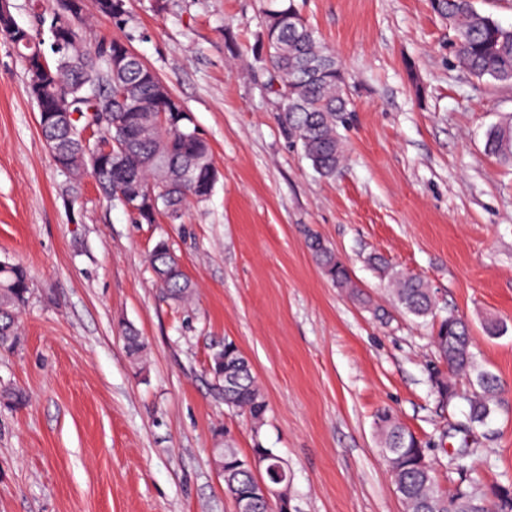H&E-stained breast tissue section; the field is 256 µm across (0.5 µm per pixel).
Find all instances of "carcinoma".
Returning <instances> with one entry per match:
<instances>
[{"mask_svg": "<svg viewBox=\"0 0 512 512\" xmlns=\"http://www.w3.org/2000/svg\"><path fill=\"white\" fill-rule=\"evenodd\" d=\"M66 0H56L51 18L33 13L26 25L8 27L0 19V35L14 41L38 37L45 30L62 29L71 35L77 48L68 50L62 63L54 44L20 45L18 56L28 77V94L38 112L41 134H52L56 144L67 152L71 162L88 163L100 191L112 204L121 203L119 192L131 182L140 184L156 200H147L135 219L154 223L156 216L171 222L180 220L191 204H202L210 197L218 179L209 143L196 131L179 124L169 125L161 114L175 106L173 93L157 73L146 65L122 39H100L92 45L84 38L85 0L68 10ZM125 0H96L97 11L108 18L124 15ZM431 6L453 31L450 49L460 66L478 80L512 84V27H504L475 7V0H431ZM264 40L254 61L278 78L281 87L270 88L277 104V119L285 136L300 146L314 169L333 177L343 160L339 128L345 127L354 112L352 93L344 69L334 53L320 41L316 31L305 23L294 0H270L263 13ZM79 114L72 121L76 134L57 129L49 111L61 89ZM112 110V126L97 132L96 141L83 144L79 137L87 113ZM111 143L112 156L95 152L98 143ZM486 150L512 163V123L493 127L487 134ZM306 246L323 273L338 288L351 292L363 304L369 300L356 289L350 269L314 232L306 235ZM150 264L162 298L181 304L194 293V283L182 268L169 244L161 240L150 254ZM394 298L408 314L425 318L433 313L435 294L415 275L392 274ZM30 279L20 263L0 261V350L20 345L18 313L28 302ZM129 356L138 361L146 350L144 339L126 328L123 332ZM434 346L446 370L432 373L431 385L440 402L459 396L452 379L467 381L469 412L457 431L463 445L448 456V470L464 477L451 491L441 490L424 445L389 410L376 414L381 436V453L387 461L396 493L406 512H512V482L484 488L474 476L473 461L479 439L472 429L488 426L500 405L502 381L483 367L471 351L466 320L450 314L440 320ZM207 372L212 378L214 396L229 408L249 417L254 431L264 425L269 409L257 384L249 360L227 338L211 349ZM0 400L13 407L27 402L25 392L11 385H0ZM216 470L224 477V491L235 501L250 498L255 477L249 465L253 456L265 465L280 462L271 448L257 446L248 454L224 442L212 449ZM252 499V498H250ZM252 512H265V503L252 499Z\"/></svg>", "mask_w": 512, "mask_h": 512, "instance_id": "obj_1", "label": "carcinoma"}]
</instances>
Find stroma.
Returning a JSON list of instances; mask_svg holds the SVG:
<instances>
[{
  "instance_id": "35a3bbf8",
  "label": "stroma",
  "mask_w": 512,
  "mask_h": 512,
  "mask_svg": "<svg viewBox=\"0 0 512 512\" xmlns=\"http://www.w3.org/2000/svg\"><path fill=\"white\" fill-rule=\"evenodd\" d=\"M85 3L87 42L130 37L210 143L219 180L175 223H134L90 176L70 192L0 38V260L23 263L31 288L21 344L0 355V382L28 394L0 402V512H234L212 462L224 438L285 461L292 512H403L374 414L391 409L430 443L442 489L457 482L448 455L468 406L439 403L430 380L451 313L504 385L476 467L485 485L512 482V165L485 149L512 120V85L457 64L429 0H297L356 108L345 162L324 178L285 139L254 62L267 0H126L119 21ZM310 229L370 305L323 275ZM162 239L196 285L189 306L154 282ZM374 255L430 285L433 317L400 311ZM490 318L502 335L485 333ZM127 326L147 343L143 364ZM224 337L267 396L260 431L212 395L204 369Z\"/></svg>"
}]
</instances>
